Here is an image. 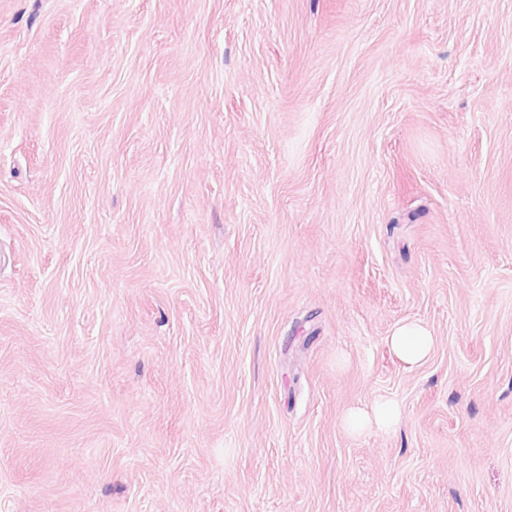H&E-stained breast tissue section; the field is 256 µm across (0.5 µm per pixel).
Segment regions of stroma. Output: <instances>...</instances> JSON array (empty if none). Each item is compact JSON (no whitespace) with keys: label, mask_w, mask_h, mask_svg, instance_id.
I'll list each match as a JSON object with an SVG mask.
<instances>
[{"label":"stroma","mask_w":512,"mask_h":512,"mask_svg":"<svg viewBox=\"0 0 512 512\" xmlns=\"http://www.w3.org/2000/svg\"><path fill=\"white\" fill-rule=\"evenodd\" d=\"M0 512H512V0H0ZM433 343L430 330L418 321L400 324L389 337L393 352L410 366L421 364L431 352ZM400 416L399 404L390 398H380L369 410H351L345 417V426L351 432H362L367 429H390Z\"/></svg>","instance_id":"stroma-1"}]
</instances>
